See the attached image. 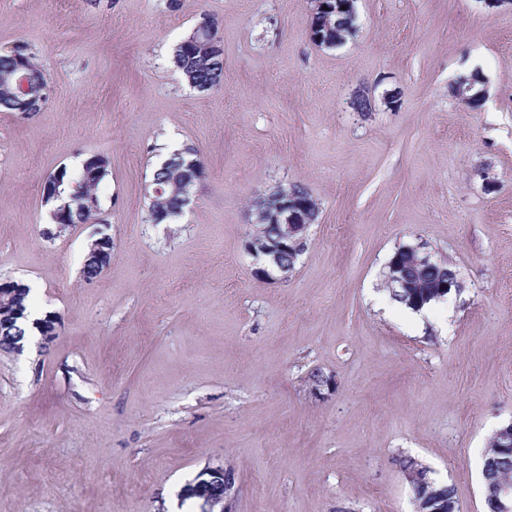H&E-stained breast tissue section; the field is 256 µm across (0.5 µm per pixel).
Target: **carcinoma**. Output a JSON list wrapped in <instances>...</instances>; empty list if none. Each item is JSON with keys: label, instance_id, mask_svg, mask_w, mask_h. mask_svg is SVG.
<instances>
[{"label": "carcinoma", "instance_id": "obj_1", "mask_svg": "<svg viewBox=\"0 0 512 512\" xmlns=\"http://www.w3.org/2000/svg\"><path fill=\"white\" fill-rule=\"evenodd\" d=\"M312 26L328 33L330 43H336V35L346 39L355 27L354 15L336 0H311ZM24 58L25 71H20L16 55ZM173 67L181 74L185 83L199 91L206 92L222 84L224 65L222 52L214 51L205 36L198 31H191L174 46L170 58ZM27 73L36 80L49 84L44 69L38 62L37 54L26 43H21V51H6L0 54V110L20 112L22 98L18 90L23 87L22 73ZM108 159L97 154L89 163L87 170L97 169L98 174L88 177L84 172L77 174L63 167L48 176L42 185V191L53 197L57 205L50 210L55 224H85L99 220L102 207L98 195V186L106 175ZM196 168L199 175L205 174L204 161L198 150L186 147L173 151L161 164L155 166L148 177L151 187L158 188V193H149L144 197L147 218L161 211L167 214V220L174 221L184 210V199L191 195L193 184L174 189L173 183L181 182L182 173ZM408 287L389 289L393 301L412 307V299L430 292L440 282L455 274L452 265L442 262L431 268L414 264L409 256H404V268ZM503 440L493 435L483 462V490L488 509L494 510L492 490L512 484V453L502 448ZM408 484L414 505L429 512L437 505L448 508L457 506L455 491L448 485H440L428 478L427 467L410 456L400 455L395 458Z\"/></svg>", "mask_w": 512, "mask_h": 512}]
</instances>
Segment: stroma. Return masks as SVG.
Wrapping results in <instances>:
<instances>
[{"instance_id": "obj_1", "label": "stroma", "mask_w": 512, "mask_h": 512, "mask_svg": "<svg viewBox=\"0 0 512 512\" xmlns=\"http://www.w3.org/2000/svg\"><path fill=\"white\" fill-rule=\"evenodd\" d=\"M356 9L329 49L310 0H0V52L29 43L51 82L42 112H0V283L57 320L0 350V512H195L218 464L232 512H416L399 455L488 512L484 452L512 423V5ZM204 12L224 81L200 93L170 50ZM472 67L478 109L450 89ZM179 145L205 175L177 223H147L145 177ZM97 153L103 223L52 224L42 182ZM280 184L319 214L271 280L247 243ZM417 242L461 288L410 312L382 273ZM97 255V264L93 254V243L90 245L85 256L82 274L86 281L90 282L98 277V272H102L112 260V239L108 236H102L95 241L94 247ZM97 268V272L95 271Z\"/></svg>"}]
</instances>
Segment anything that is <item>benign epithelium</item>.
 Segmentation results:
<instances>
[{
  "label": "benign epithelium",
  "mask_w": 512,
  "mask_h": 512,
  "mask_svg": "<svg viewBox=\"0 0 512 512\" xmlns=\"http://www.w3.org/2000/svg\"><path fill=\"white\" fill-rule=\"evenodd\" d=\"M310 201L307 198L298 199L282 185L276 186L265 197L255 202L253 223L266 222L276 224L279 228V239L276 242L253 241L248 253L255 255L263 253L268 256L265 266L256 269V273L274 278L288 277L293 267L281 263L280 254L288 249L294 254L302 251L306 231L311 224L309 217ZM97 255V271H103L112 260V239L103 236L95 241ZM405 253L414 256L417 263L430 267L438 263L431 253L425 251L421 243L405 246ZM387 279L394 288L406 287L403 266L397 261L387 263ZM26 288L20 284L12 286V290L0 291V348H15L19 337L11 334L13 321L21 315L20 300ZM234 486V477L229 470L222 466L205 467L198 475L195 484L187 488V496L201 500L199 512H231L227 508Z\"/></svg>",
  "instance_id": "obj_1"
}]
</instances>
